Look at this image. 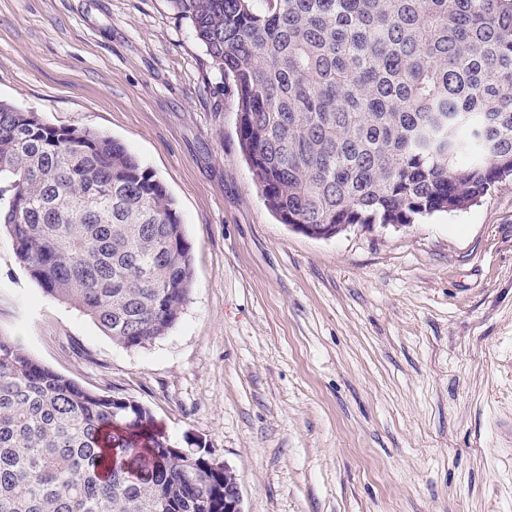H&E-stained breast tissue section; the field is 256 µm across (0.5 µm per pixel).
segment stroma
Returning a JSON list of instances; mask_svg holds the SVG:
<instances>
[{"label":"stroma","mask_w":512,"mask_h":512,"mask_svg":"<svg viewBox=\"0 0 512 512\" xmlns=\"http://www.w3.org/2000/svg\"><path fill=\"white\" fill-rule=\"evenodd\" d=\"M0 100L119 141L174 197L194 271L169 333L124 348L1 233L0 335L205 441L244 512H512V180L406 226L290 229L167 0H0Z\"/></svg>","instance_id":"stroma-1"}]
</instances>
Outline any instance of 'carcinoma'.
<instances>
[{
    "instance_id": "1",
    "label": "carcinoma",
    "mask_w": 512,
    "mask_h": 512,
    "mask_svg": "<svg viewBox=\"0 0 512 512\" xmlns=\"http://www.w3.org/2000/svg\"><path fill=\"white\" fill-rule=\"evenodd\" d=\"M167 2L233 82L241 151L281 223L413 224L512 178V0ZM2 230L118 345L165 336L189 296L165 185L110 136L4 101ZM0 512H224V468L0 336Z\"/></svg>"
}]
</instances>
